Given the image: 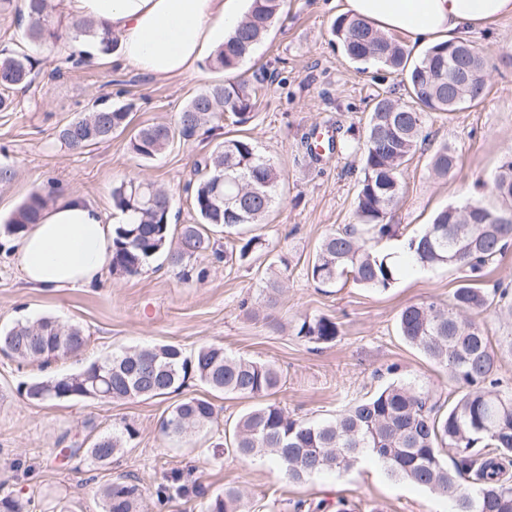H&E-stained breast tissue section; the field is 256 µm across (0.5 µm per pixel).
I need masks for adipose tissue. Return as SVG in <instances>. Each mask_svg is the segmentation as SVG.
<instances>
[{
  "label": "adipose tissue",
  "instance_id": "obj_1",
  "mask_svg": "<svg viewBox=\"0 0 512 512\" xmlns=\"http://www.w3.org/2000/svg\"><path fill=\"white\" fill-rule=\"evenodd\" d=\"M63 7L67 20L109 28L119 63L163 78L193 72L241 19V0H63ZM342 11L412 45L457 43L475 28L512 17V0H343ZM13 256L27 287L92 286L111 263L112 226L101 206L74 192L27 226Z\"/></svg>",
  "mask_w": 512,
  "mask_h": 512
}]
</instances>
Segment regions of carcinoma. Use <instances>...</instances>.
Listing matches in <instances>:
<instances>
[{"mask_svg": "<svg viewBox=\"0 0 512 512\" xmlns=\"http://www.w3.org/2000/svg\"><path fill=\"white\" fill-rule=\"evenodd\" d=\"M285 0H251L244 19L211 57L209 66L227 75L195 94L179 112L174 125L163 123L140 128L129 141L130 151L149 160L165 152L176 140L219 129L215 121L224 113L244 126L254 118L259 91L271 77L251 81L235 76L240 65L266 37ZM1 10H13L28 19L22 38L45 44L63 37L61 24L51 15L50 0H0ZM331 34L347 57L360 65L380 64L406 74L410 101L377 100L362 134L350 128L359 154L355 214L358 223L326 235L307 277L331 288L351 277L365 288L385 291L398 279L401 263L379 245L398 236L393 212L402 196L401 174L427 138L426 118L431 111L453 112L475 105L486 96L485 81L448 91L434 77L448 73V52L457 43H440L422 57L409 61V53L394 38L368 23L340 17ZM68 36L82 39L103 55L113 49L116 37L77 20ZM36 61L25 51L0 57V111L14 106L5 91L25 90L34 81ZM132 105L96 108L58 131L69 151L81 153L105 143L130 124ZM457 166L454 152L444 146L431 160L432 171L446 177ZM280 174L246 135L226 138L195 163V178L186 186L198 221L177 228L171 224L172 198L152 182L129 178L112 189L113 202L128 216L125 224L112 225V274L134 277L158 256L183 276L203 279L207 270L191 274L187 263L199 253L211 252L226 264H249L259 251L272 252L259 235L239 239L229 252L216 247L212 235L232 233L246 224H263L272 208ZM489 191L502 205L488 208L467 203L462 215L457 207L440 210L432 222L406 239V261L423 269L455 267L465 272V283L448 303L420 301L401 309L397 333L430 361L448 371L457 398L444 406L426 387L393 380L368 398L350 402L336 418L313 422L293 418L274 399L280 387L278 371L268 363L236 357L224 346L208 343L187 356L173 344L142 347L110 354L77 373L32 381L19 394L34 403L92 398L119 402L137 398H167L181 393L191 379L210 390L262 402L242 414L234 425L229 445L243 458H266L288 480L303 482L322 473L348 474L362 459L382 464L387 474L430 492L448 497L451 512H512V390L500 388L496 378L498 352L478 316L490 306L488 294L478 287L486 268L512 244V152H508ZM46 199L32 194L11 215L6 231L18 235L38 220ZM179 238L173 243V238ZM338 323L327 316L304 317L294 335L315 344H329L339 335ZM86 342L75 324L51 317L18 321L0 330V352L20 362L65 355ZM214 404L206 397H185L171 405L162 428L166 435L184 439L212 423ZM130 423L97 438L88 447L73 442L70 453H83L94 463L107 464L138 436ZM451 454L453 467L442 460ZM200 493L189 486L178 469L165 475L155 490L159 504ZM103 512H139L138 484L117 479L100 489ZM239 491L233 487L213 495L206 512H244Z\"/></svg>", "mask_w": 512, "mask_h": 512, "instance_id": "1", "label": "carcinoma"}]
</instances>
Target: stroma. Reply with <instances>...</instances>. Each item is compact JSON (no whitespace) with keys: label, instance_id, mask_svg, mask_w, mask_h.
<instances>
[{"label":"stroma","instance_id":"35a3bbf8","mask_svg":"<svg viewBox=\"0 0 512 512\" xmlns=\"http://www.w3.org/2000/svg\"><path fill=\"white\" fill-rule=\"evenodd\" d=\"M342 6L343 0H286L283 13L242 65L245 77L262 67L275 76L251 123L242 130L228 123L223 130L228 137L240 132L251 137L283 176L266 223L256 228L273 251L243 266L213 262L207 253L193 257L191 266L208 271L201 280L184 279L180 268L159 257L138 276L109 275L91 288L50 293L25 288L12 258L16 238L4 227L26 199L22 186L40 184L53 201L83 193L102 206L109 221L119 223L123 214L113 204L112 188L125 178L140 177L172 196V223H196L184 186L195 161L214 148L215 139L200 135L178 141L150 160L132 156L127 143L131 132L143 126L174 124L193 95L224 78L203 61L189 76L162 78L114 66L108 55L77 62L60 43L30 48L35 82L14 93L13 110L0 112V163L15 171L11 181L0 183V326L51 316L79 325L87 342L80 352L43 364L0 353L1 496L33 499L34 512H52L56 506L61 512H100L99 488L132 475L142 490L141 512H202L198 498L156 507L155 487L165 473L178 469L209 495L237 488L252 512H341L345 507L351 512H449L446 498L388 476L376 462L360 464L340 478L317 475L294 483L268 460L235 456L222 446L224 433L254 406V399L212 395L196 381L188 394L210 396L218 415L189 443L162 434L169 407L163 399L41 404L17 392L21 383L72 374L120 351L174 344L190 355L207 343L275 364L282 374L277 402L290 415L310 421L332 419L350 400L369 396L395 377L441 395L450 392L447 371L397 335L396 319L413 302H449L461 283V270L413 267L385 291L349 280L325 288L307 277L321 239L356 221L358 157L346 147L312 160L304 137L316 126L363 128L377 99L406 96L403 75L377 66L359 71L332 41L329 30ZM469 42L485 61L487 94L479 105L430 113L429 138L402 174L395 221L406 237L446 205L498 204L484 186L512 151V18L475 31ZM129 102L135 108L128 132L79 154L61 145L58 130L84 112ZM444 145L455 151L458 163L448 177L439 178L430 162ZM272 270L283 283L270 315L281 323L278 331L259 314L264 280ZM322 315L340 325L335 342L316 349L295 337L299 318ZM392 365L397 368L393 375L387 372ZM124 421L134 424L139 436L112 464L64 460L62 436L91 441Z\"/></svg>","mask_w":512,"mask_h":512}]
</instances>
